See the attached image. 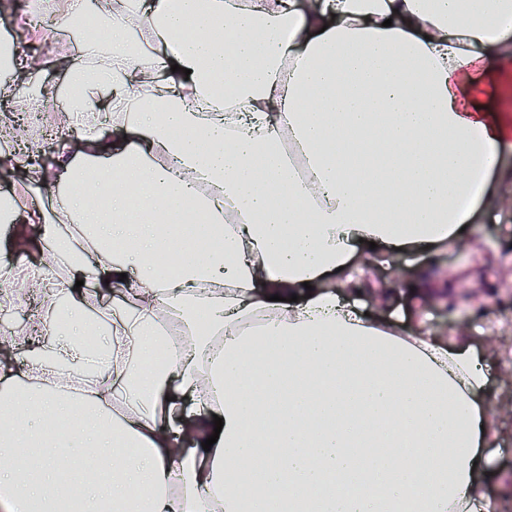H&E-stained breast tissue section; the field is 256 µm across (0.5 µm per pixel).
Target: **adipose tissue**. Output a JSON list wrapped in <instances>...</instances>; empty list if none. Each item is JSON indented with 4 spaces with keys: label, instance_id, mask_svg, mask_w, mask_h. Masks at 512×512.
Segmentation results:
<instances>
[{
    "label": "adipose tissue",
    "instance_id": "adipose-tissue-1",
    "mask_svg": "<svg viewBox=\"0 0 512 512\" xmlns=\"http://www.w3.org/2000/svg\"><path fill=\"white\" fill-rule=\"evenodd\" d=\"M99 10L112 52L72 70L68 94L81 115L105 99L112 133L86 125L81 154L61 151L51 212L7 216L41 242L33 283L59 281L71 306L45 294L26 365L0 363V451L17 456L0 512H70L77 494L85 512H408L417 495L473 512L490 433L479 358L339 292L364 289L362 243L381 265L459 245L475 207L512 197L494 177L512 127L462 98L512 60V0ZM115 287L123 305L93 326L96 292ZM173 328L181 349L145 360ZM76 434L106 458L91 485L58 450ZM259 440L262 475L241 482L227 463Z\"/></svg>",
    "mask_w": 512,
    "mask_h": 512
}]
</instances>
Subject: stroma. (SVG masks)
Returning a JSON list of instances; mask_svg holds the SVG:
<instances>
[{"mask_svg":"<svg viewBox=\"0 0 512 512\" xmlns=\"http://www.w3.org/2000/svg\"><path fill=\"white\" fill-rule=\"evenodd\" d=\"M472 106L487 116H512V62H489L474 76ZM465 234L468 248L449 245L431 255L402 254L392 263L402 280H410L418 268H439L455 285L472 296L466 310L471 319L459 326L441 307L418 308L413 296L400 292L383 316L398 330L409 332L424 326L444 341L472 347L489 370L487 399L491 411L488 450L491 477L484 487L493 512H512V217L495 219L477 210ZM25 254L28 266H37L40 256L29 243L27 225L0 222V269L16 264ZM497 297L486 294L489 287Z\"/></svg>","mask_w":512,"mask_h":512,"instance_id":"1","label":"stroma"}]
</instances>
